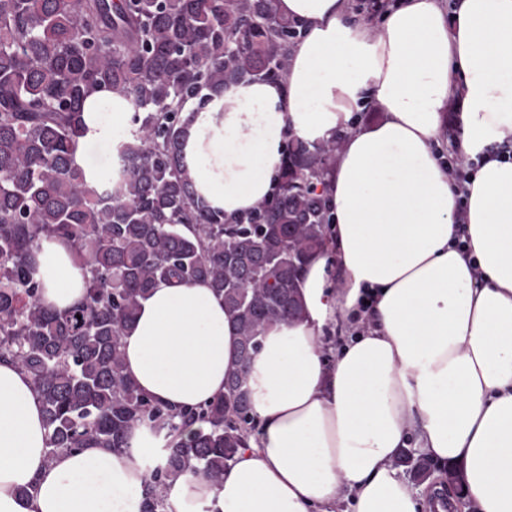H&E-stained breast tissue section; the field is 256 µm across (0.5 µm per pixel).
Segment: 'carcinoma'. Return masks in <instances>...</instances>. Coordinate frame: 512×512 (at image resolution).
Instances as JSON below:
<instances>
[{"instance_id": "cac0c4a2", "label": "carcinoma", "mask_w": 512, "mask_h": 512, "mask_svg": "<svg viewBox=\"0 0 512 512\" xmlns=\"http://www.w3.org/2000/svg\"><path fill=\"white\" fill-rule=\"evenodd\" d=\"M276 0H0V362L26 371L50 432L48 459L87 447L125 452L128 429L167 439L141 512H169L170 482L213 484L257 432L246 364L261 335L305 314L299 288L328 241L320 177L347 131L287 139L276 193L236 218L193 190L181 142L185 103L204 91L274 80L299 37ZM102 88L131 99L134 130L97 186L71 155L81 108ZM67 239L89 271L86 294L58 311L39 299L33 249ZM204 280L224 297L239 334L224 395L172 409L124 371L121 338L159 281ZM208 428L183 431L193 423ZM396 465L417 483L429 462L405 448Z\"/></svg>"}]
</instances>
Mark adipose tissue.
Wrapping results in <instances>:
<instances>
[{
    "label": "adipose tissue",
    "mask_w": 512,
    "mask_h": 512,
    "mask_svg": "<svg viewBox=\"0 0 512 512\" xmlns=\"http://www.w3.org/2000/svg\"><path fill=\"white\" fill-rule=\"evenodd\" d=\"M299 23L288 68L189 100L183 141L198 195L225 218L277 189L287 136H347L325 175L330 240L309 263L306 314L266 331L246 369L259 427L214 485L170 483L173 512H424L428 496L396 467L415 443L462 476L469 512H512V0H396L379 24L342 0H276ZM377 119L352 124L366 106ZM133 107L109 90L82 107L72 153L88 184L93 142L118 145ZM461 134L449 139V125ZM483 155L459 201L441 149ZM467 225L469 256L454 246ZM338 279H331L332 269ZM33 272L45 306L64 310L89 277L72 245L42 237ZM368 325L338 345L364 295ZM233 318L202 280L158 282L121 342L141 392L174 408L224 392L235 364ZM30 375L0 363V512H140L167 441L133 425L127 450L49 455Z\"/></svg>",
    "instance_id": "adipose-tissue-1"
}]
</instances>
